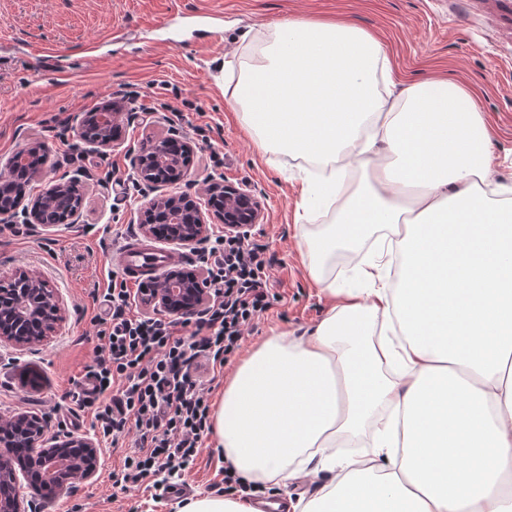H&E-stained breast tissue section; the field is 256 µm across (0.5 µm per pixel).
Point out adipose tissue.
Instances as JSON below:
<instances>
[{
    "label": "adipose tissue",
    "mask_w": 512,
    "mask_h": 512,
    "mask_svg": "<svg viewBox=\"0 0 512 512\" xmlns=\"http://www.w3.org/2000/svg\"><path fill=\"white\" fill-rule=\"evenodd\" d=\"M392 81L374 36L291 19L225 84L265 152L316 166L304 215L336 217L304 241L327 316L266 336L212 431L244 481L327 473L293 512H512V198L489 179L474 93L423 77L393 100L379 89ZM370 240L362 287H337V249ZM369 428L368 457L340 454Z\"/></svg>",
    "instance_id": "ef3b65f1"
}]
</instances>
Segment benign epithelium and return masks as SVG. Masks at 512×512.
Listing matches in <instances>:
<instances>
[{
    "mask_svg": "<svg viewBox=\"0 0 512 512\" xmlns=\"http://www.w3.org/2000/svg\"><path fill=\"white\" fill-rule=\"evenodd\" d=\"M118 141L117 133L105 127L99 135L85 139L95 151ZM194 153L191 140L179 134L153 140L135 155L132 169L137 179L147 187H174L188 176L185 160ZM28 150L23 148L9 157L0 169V192L8 193L12 204L0 207V217L21 210L26 223L42 225V211L46 203L58 199L72 182L50 183L41 194L32 198L26 187L16 185L13 173L20 161L26 159ZM265 205L247 185L214 184L201 204L185 193L169 192L151 198L143 208L139 229L145 234H155L153 225L146 218L158 213L166 214L167 230L163 239L169 243L188 245L207 237L209 221L217 219L227 233H240L263 223ZM209 281L200 272L185 275L179 268L163 272L141 293L144 307L155 313H173L192 316L200 312L210 297ZM64 321L63 302L48 281L34 273L17 268L0 282V343L8 342L18 349L39 344L55 334ZM25 446L30 453L46 463L48 469L57 471L69 468L70 476L60 483L57 490L65 492L77 482L89 481L97 473L100 451L93 438L85 435H64L50 441L44 438L43 419L35 412H18L0 420V481L13 485L14 495L0 497V512H22L20 480L36 491V478L28 471V463L16 448Z\"/></svg>",
    "mask_w": 512,
    "mask_h": 512,
    "instance_id": "1",
    "label": "benign epithelium"
}]
</instances>
